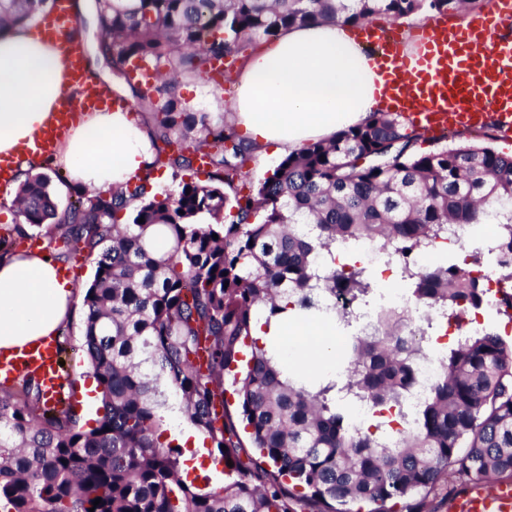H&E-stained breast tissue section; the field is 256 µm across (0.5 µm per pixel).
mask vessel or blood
Segmentation results:
<instances>
[{"label":"vessel or blood","instance_id":"obj_1","mask_svg":"<svg viewBox=\"0 0 512 512\" xmlns=\"http://www.w3.org/2000/svg\"><path fill=\"white\" fill-rule=\"evenodd\" d=\"M45 31L57 36L67 30L60 48L69 64L72 81L81 83V107L62 103L50 127L34 140L36 151L51 153L78 109L91 110L109 99L87 82L81 66V44L77 24L66 0H58ZM512 0H501L496 12L475 17L462 30L449 29L443 19L431 20L415 32L422 45L420 56L403 53L400 29L378 31L366 26L354 33L372 45L392 70L383 91L385 110L398 112L426 132L446 133L459 128H492L512 133ZM59 342L49 336L15 352H0V382L14 381L20 374L35 377L49 403L60 404L68 397V379L58 365ZM458 512H512V482H498L492 492L474 488L458 502Z\"/></svg>","mask_w":512,"mask_h":512}]
</instances>
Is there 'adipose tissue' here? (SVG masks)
<instances>
[{
  "mask_svg": "<svg viewBox=\"0 0 512 512\" xmlns=\"http://www.w3.org/2000/svg\"><path fill=\"white\" fill-rule=\"evenodd\" d=\"M385 72L372 50L358 44L342 21L289 27L278 39L245 56L236 76L233 120L256 154L267 149L295 154L365 124L380 108ZM70 85L67 61L54 39L28 23L0 26V157L15 160L7 193H15L30 166L63 168L68 188L112 193L156 169L154 134L122 108L84 113L59 141L53 155L33 152L64 100H80ZM58 259L41 252L0 257V351H19L55 334L70 317L76 286L60 275ZM336 325L305 326L267 321L257 313L254 334L277 337L287 349L292 336H307L323 348Z\"/></svg>",
  "mask_w": 512,
  "mask_h": 512,
  "instance_id": "obj_1",
  "label": "adipose tissue"
}]
</instances>
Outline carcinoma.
<instances>
[{"label":"carcinoma","mask_w":512,"mask_h":512,"mask_svg":"<svg viewBox=\"0 0 512 512\" xmlns=\"http://www.w3.org/2000/svg\"><path fill=\"white\" fill-rule=\"evenodd\" d=\"M473 0H96L99 49L112 70L133 58L163 70L197 73L253 38L287 27L341 19L352 25L428 11H458ZM46 0H0V25L32 18ZM175 83L128 84L140 113L155 121L173 171L205 159V180L170 191L139 181L121 193H83L61 210L49 176L27 174L16 195L27 223L57 224L99 250L84 295L82 348L102 399L84 428L71 405L48 407L30 378L0 387V500L8 512H419L441 473L470 482L512 480V341L487 327L460 328L440 359L427 396L405 413L421 350L407 338L410 313L375 303L370 267L357 260L323 274L318 257L358 253L374 238L397 253L398 279L416 307L437 306L445 321L485 309L506 315L465 268L442 261L405 275L438 247L448 224L508 227L496 245L500 273L512 278V156L459 145L414 149L416 130L398 114L375 112L363 126L285 157L258 186L237 187L245 139L203 113L179 107ZM193 137V150L166 147ZM140 200L120 224L127 198ZM207 215L209 224L198 223ZM145 222H139V218ZM298 224L312 225L301 232ZM218 238H213V235ZM169 240L158 257L152 242ZM340 293L357 322L373 307V332L348 340L345 382L284 371L253 336L255 313L321 309ZM233 375L237 417L229 414L224 375ZM217 449L229 482L185 469L184 449L162 442L171 395ZM371 415L352 430L346 401ZM410 420L389 445L391 424ZM253 456L243 462L236 422ZM227 450H222V446ZM372 508L366 510L364 505Z\"/></svg>","instance_id":"obj_1"}]
</instances>
